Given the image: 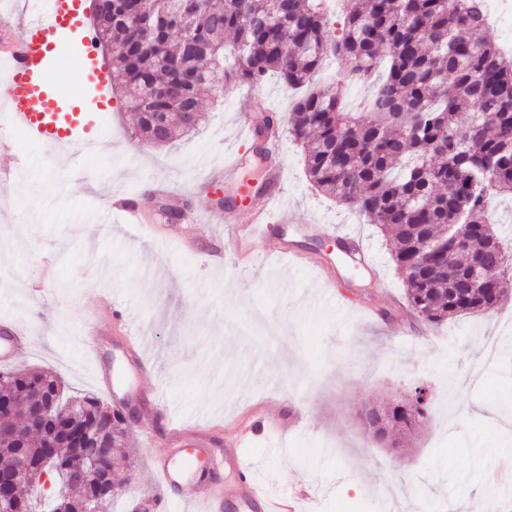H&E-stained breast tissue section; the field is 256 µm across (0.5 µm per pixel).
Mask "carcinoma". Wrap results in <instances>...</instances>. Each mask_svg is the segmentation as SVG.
Listing matches in <instances>:
<instances>
[{
    "label": "carcinoma",
    "instance_id": "carcinoma-1",
    "mask_svg": "<svg viewBox=\"0 0 512 512\" xmlns=\"http://www.w3.org/2000/svg\"><path fill=\"white\" fill-rule=\"evenodd\" d=\"M345 2L338 30L320 0H224L222 7L201 0L185 25L147 36L140 0H104L93 13L95 44L108 50L111 71L121 75L110 86L134 113L135 134L159 147L196 130L200 91L215 80L229 87L275 76L303 87L329 55L346 62L352 79L383 65L363 112L345 109L339 83L334 92L313 89L295 101L289 133L304 150L308 181L394 240L392 259L419 318L439 324L492 311L512 271H491L465 296L453 278L434 280L430 271L446 265L452 275H465L493 251L512 257L487 220L491 196L512 195V56L489 33L479 0ZM160 56L169 61L164 74ZM450 224L466 225L469 250L426 253L424 235ZM0 378L7 402L0 418L25 435L21 447L0 442V469L19 452L33 462L55 459L67 491L51 512H82L89 488L66 473L92 451L99 468L112 471L128 431L122 411L97 397L75 399L74 417L61 422L72 435L50 445L30 421V401L37 391L55 390L58 379L40 370ZM429 410L414 398L387 415L394 424L410 422V432ZM109 435L108 447H86Z\"/></svg>",
    "mask_w": 512,
    "mask_h": 512
}]
</instances>
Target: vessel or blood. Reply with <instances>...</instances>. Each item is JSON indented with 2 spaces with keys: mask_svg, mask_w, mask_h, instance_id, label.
I'll list each match as a JSON object with an SVG mask.
<instances>
[{
  "mask_svg": "<svg viewBox=\"0 0 512 512\" xmlns=\"http://www.w3.org/2000/svg\"><path fill=\"white\" fill-rule=\"evenodd\" d=\"M83 26L82 0H32L31 17L23 29L22 38L14 45L0 48V65L7 67L5 75H0V111L30 142L65 152L77 146L85 152L97 147L90 135L91 116L102 111L103 106L87 99L84 90L89 84L105 82L107 67L87 54L77 63L75 88L52 86L46 81L48 72L65 49L67 35ZM248 163L249 155L244 151L237 152L225 163L224 180L228 188L224 192V211L232 213L244 196L262 194L266 205L254 209L250 223L232 221L227 225L236 255L248 256L250 263L256 264L260 258L252 249L255 230L257 225L271 221L268 205L279 197L283 170L278 166L267 168L262 185L257 188L241 177ZM111 208L123 223L140 221V206L133 197L115 198ZM7 329V336L0 338V359L4 361L18 347L31 342L30 336L18 325L8 324ZM287 428L286 418L271 417L262 410L250 423L237 429L234 445L243 447L257 430L276 436L285 434ZM210 442L209 434H188L169 428L167 450L153 461L152 470L155 479L171 492L174 503L193 504L201 512H222V499L205 490L204 462L192 454L193 449ZM232 493L244 500L249 512H296L294 500L306 496L308 490L301 484L293 493L270 497L258 488L252 464L242 461L237 466Z\"/></svg>",
  "mask_w": 512,
  "mask_h": 512,
  "instance_id": "b4317fda",
  "label": "vessel or blood"
}]
</instances>
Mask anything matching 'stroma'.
Masks as SVG:
<instances>
[{"label": "stroma", "mask_w": 512, "mask_h": 512, "mask_svg": "<svg viewBox=\"0 0 512 512\" xmlns=\"http://www.w3.org/2000/svg\"><path fill=\"white\" fill-rule=\"evenodd\" d=\"M301 94L273 76L226 89L220 100L203 90L196 131L162 148L135 137L133 113L114 97L98 150L71 175H58L64 154L24 140L26 174L0 184V320L32 338L10 368L51 372L69 397L125 399L136 409L126 443L136 470L116 466L123 496L113 512H129L147 492L159 498L156 512H193L169 505L153 477L150 463L164 442L143 429L161 431L157 407L175 427L211 431L209 453L224 486L235 480L224 463L226 424L259 402L281 415L304 408L308 419L295 432L258 436L238 451L271 494L304 478L311 496L300 512H479L501 462L485 457L480 476H471L472 451L512 446L492 414L512 399V377L494 364L476 384L460 383L479 363L484 336L512 319V290L494 312L422 321L406 301L392 243L310 185L303 149L289 134L269 151L284 170L277 221L263 225L253 248L271 256L288 240L331 260L334 282L299 263L244 268L229 251L224 213L212 201L224 192L225 161L243 144L237 116L262 103L287 125ZM160 181L183 213L180 231L201 237L197 252L102 216L121 195L158 214ZM347 230L360 234L376 272L345 255L338 234ZM109 310L144 340L146 371L130 366L125 339L110 326H101L96 351L85 347L86 327ZM100 362L112 372L111 390L95 379ZM419 385L431 393L427 424L399 447H384L361 410Z\"/></svg>", "instance_id": "obj_1"}]
</instances>
